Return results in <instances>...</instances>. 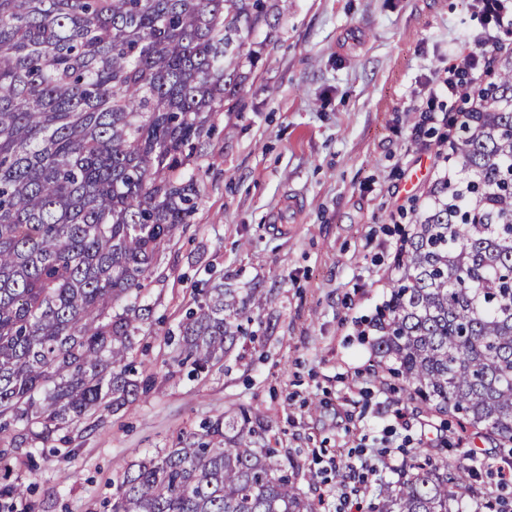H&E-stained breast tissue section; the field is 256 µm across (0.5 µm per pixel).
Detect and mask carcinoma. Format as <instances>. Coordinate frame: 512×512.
Segmentation results:
<instances>
[{
    "label": "carcinoma",
    "instance_id": "carcinoma-1",
    "mask_svg": "<svg viewBox=\"0 0 512 512\" xmlns=\"http://www.w3.org/2000/svg\"><path fill=\"white\" fill-rule=\"evenodd\" d=\"M269 0H0V512H43L9 461L60 452L144 388L143 294L198 190L183 176L236 93L240 32ZM404 234L369 345L411 400L512 456V57L451 142ZM168 365L202 378L244 335L246 303L194 294ZM250 408L119 465L107 512H316ZM371 512H509L471 471L413 459Z\"/></svg>",
    "mask_w": 512,
    "mask_h": 512
}]
</instances>
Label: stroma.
Wrapping results in <instances>:
<instances>
[{"mask_svg": "<svg viewBox=\"0 0 512 512\" xmlns=\"http://www.w3.org/2000/svg\"><path fill=\"white\" fill-rule=\"evenodd\" d=\"M243 29L242 89L213 113L184 170L197 210L166 247L134 352L154 388L92 431L74 455L23 472L45 512H103L114 467L168 447L203 419L258 410L271 444L317 512H334L336 461L363 448L503 467L495 436L447 427V414L383 380L365 332L429 186L455 159L422 122L428 85L483 29L467 0H272ZM248 305L244 340L201 380L170 373L164 338L215 284ZM406 426L395 429L397 419Z\"/></svg>", "mask_w": 512, "mask_h": 512, "instance_id": "35a3bbf8", "label": "stroma"}]
</instances>
